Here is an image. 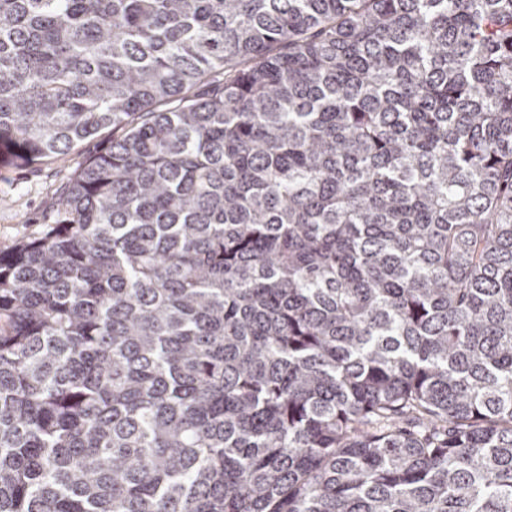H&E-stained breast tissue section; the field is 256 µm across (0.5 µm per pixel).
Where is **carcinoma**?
Wrapping results in <instances>:
<instances>
[{
	"label": "carcinoma",
	"instance_id": "1",
	"mask_svg": "<svg viewBox=\"0 0 512 512\" xmlns=\"http://www.w3.org/2000/svg\"><path fill=\"white\" fill-rule=\"evenodd\" d=\"M107 129L0 255V512H512V0H0V155Z\"/></svg>",
	"mask_w": 512,
	"mask_h": 512
}]
</instances>
